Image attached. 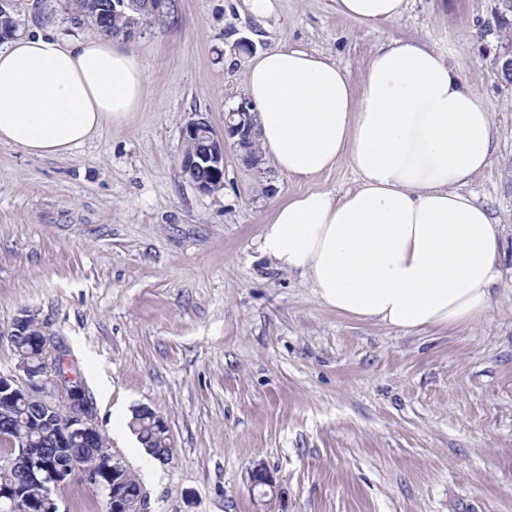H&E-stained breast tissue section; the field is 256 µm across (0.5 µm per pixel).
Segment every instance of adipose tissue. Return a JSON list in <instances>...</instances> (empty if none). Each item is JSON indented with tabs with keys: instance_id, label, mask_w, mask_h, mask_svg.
Here are the masks:
<instances>
[{
	"instance_id": "obj_1",
	"label": "adipose tissue",
	"mask_w": 512,
	"mask_h": 512,
	"mask_svg": "<svg viewBox=\"0 0 512 512\" xmlns=\"http://www.w3.org/2000/svg\"><path fill=\"white\" fill-rule=\"evenodd\" d=\"M374 26L407 0H336ZM265 156L306 182L262 225L259 249L299 272L325 307L412 334L487 315L502 281L500 230L464 187L497 151L491 110L447 58L419 40L377 48L360 82L323 54L279 47L245 77ZM145 94L137 56L99 33L77 41L34 30L0 44V143L65 156L127 123ZM343 195L316 188L340 163Z\"/></svg>"
}]
</instances>
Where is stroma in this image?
Listing matches in <instances>:
<instances>
[{
    "label": "stroma",
    "mask_w": 512,
    "mask_h": 512,
    "mask_svg": "<svg viewBox=\"0 0 512 512\" xmlns=\"http://www.w3.org/2000/svg\"><path fill=\"white\" fill-rule=\"evenodd\" d=\"M495 6L408 0L401 19L365 26L335 0H272L264 17L248 0H174L123 42L147 80L129 123L62 157L0 145V370L17 363L14 320L36 314L144 512H256L255 461L287 494L272 512H512V82ZM17 23L95 31L64 0H22ZM391 38L447 54L493 111L497 152L465 190L500 226L503 284L472 327L406 335L326 308L259 251L275 204L305 183L244 167L230 142L214 192L180 166L193 113L223 133L255 55L324 54L358 81ZM139 406L167 424V463L128 426ZM57 498L60 512L106 510L78 477Z\"/></svg>",
    "instance_id": "obj_1"
}]
</instances>
